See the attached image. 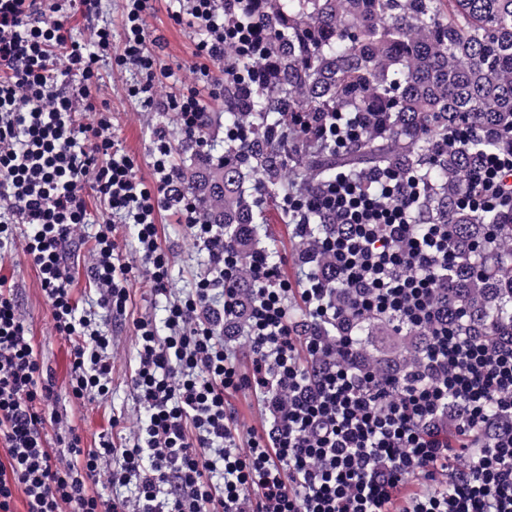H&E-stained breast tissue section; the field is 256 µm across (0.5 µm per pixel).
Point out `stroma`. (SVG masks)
Listing matches in <instances>:
<instances>
[{
  "instance_id": "1",
  "label": "stroma",
  "mask_w": 512,
  "mask_h": 512,
  "mask_svg": "<svg viewBox=\"0 0 512 512\" xmlns=\"http://www.w3.org/2000/svg\"><path fill=\"white\" fill-rule=\"evenodd\" d=\"M169 0H154L148 16V29L154 42L161 68L177 72L183 85L192 82L191 55L195 31L185 24H175L169 17ZM103 87L97 99V106L112 115V135L131 155L135 162V173L144 181H152L153 171L149 164V147L153 131L164 126L172 137H179L170 115L156 114L145 116L141 105L128 98L125 88L134 75L103 64L101 68ZM260 209L267 214L268 224L261 227L262 245H276L277 260L285 277L291 281L301 280L308 270L299 262L294 243V227L282 223L279 215L268 200H260ZM161 244L171 261V294L181 296L189 292L194 277L208 266L206 251L188 237L177 224L171 212H164L161 219ZM0 274L15 282L21 290V308L33 329L38 349L51 366L54 378V391L57 400L56 410H70L74 423L84 438L85 444H93L100 436L112 432V418L135 420L140 409L132 398L130 376L135 368V341L128 328L115 326L109 318H102L100 327L103 333L113 336L112 348V390L106 400H88L84 403H71L69 399V375L72 363L71 346L57 336L50 311L42 291L38 274L24 259L20 251H13L0 259Z\"/></svg>"
}]
</instances>
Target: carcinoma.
Segmentation results:
<instances>
[{
  "label": "carcinoma",
  "mask_w": 512,
  "mask_h": 512,
  "mask_svg": "<svg viewBox=\"0 0 512 512\" xmlns=\"http://www.w3.org/2000/svg\"><path fill=\"white\" fill-rule=\"evenodd\" d=\"M234 16L263 29L264 55L224 48V127L235 135L197 150L183 138L174 180L206 224L224 226V245L239 258L234 287L242 306L224 327L245 319L254 288L258 203L244 187L286 198L320 191L336 170L356 179L393 167L425 181L415 211L421 224L450 226L455 260L438 299L442 315L466 312L477 336H512V210L484 212L466 203L465 176L488 152L512 151V0H245ZM360 118L343 146L323 133L332 116ZM467 131L462 143L453 134ZM334 216L308 215L296 249L315 274L335 285L336 309L354 336L345 364L376 377L412 372L428 331L395 330L405 355L368 353L379 328L353 315L336 284L324 238Z\"/></svg>",
  "instance_id": "1"
}]
</instances>
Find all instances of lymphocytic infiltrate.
I'll return each mask as SVG.
<instances>
[{"label":"lymphocytic infiltrate","mask_w":512,"mask_h":512,"mask_svg":"<svg viewBox=\"0 0 512 512\" xmlns=\"http://www.w3.org/2000/svg\"><path fill=\"white\" fill-rule=\"evenodd\" d=\"M99 6L0 0V206L8 213L0 251L20 247L39 276L53 328L73 350L72 399H104L112 383V338L96 313L80 310L73 288V244L91 204L103 220L87 251V277L111 316L129 318L133 279L145 278L155 294L169 291L161 212L173 211L210 265L168 303L164 323L130 318V385L146 417L132 434L89 447L68 415L50 410L52 374L17 288L0 276V512H15L19 495L25 512H512V336L473 335L461 311L438 320L434 297L450 232L414 223L419 179L387 170L359 180L340 171L317 198L288 201L297 218L335 209L346 230L327 248L358 312L430 329L415 375L397 385L365 370L315 367L328 350L315 328L336 320L332 290L313 274L296 285L262 256L251 265L253 358L242 370L224 344L237 259L219 226L202 223L195 203L174 195V141L165 129L154 132L155 181L146 184L96 100L102 62L134 70L127 95L147 111L172 113L205 148L201 96L224 93V47L234 40L251 50L260 32L231 29L224 0H174L172 20L198 33L193 82L161 100L159 78L176 74L159 71L149 46L151 0H123L120 32L104 24L91 42L76 40L72 22ZM475 180L477 206L512 208V154L487 155ZM115 215L133 228L136 260L118 248ZM295 300L311 332H299ZM241 390L273 418L245 440L226 401ZM282 391L284 405L275 401ZM413 482L417 490L408 491ZM116 485L134 486V496L104 498L102 487Z\"/></svg>","instance_id":"lymphocytic-infiltrate-1"}]
</instances>
